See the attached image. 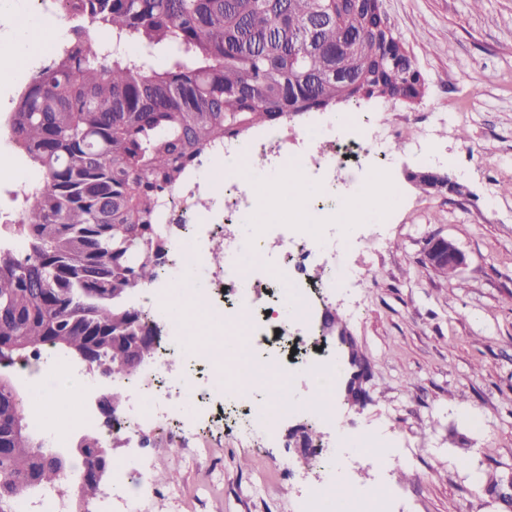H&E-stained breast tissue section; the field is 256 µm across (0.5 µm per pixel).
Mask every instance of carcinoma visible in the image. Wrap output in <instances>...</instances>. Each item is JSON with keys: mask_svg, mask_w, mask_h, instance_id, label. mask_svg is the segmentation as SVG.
Segmentation results:
<instances>
[{"mask_svg": "<svg viewBox=\"0 0 512 512\" xmlns=\"http://www.w3.org/2000/svg\"><path fill=\"white\" fill-rule=\"evenodd\" d=\"M73 23L66 49L33 71L0 127L37 173L20 210L18 252L0 242V512L20 489H47L65 460L43 462L51 441L29 430L30 392L1 373L45 345L63 363L94 348L112 379L104 423L139 374L129 337L153 357L164 325L127 304L167 273L169 243L156 207L207 148L228 136L340 101L412 105L427 86L375 0H54ZM112 35V50L88 38ZM163 52L141 64L131 49ZM98 484L79 481L89 512Z\"/></svg>", "mask_w": 512, "mask_h": 512, "instance_id": "cac0c4a2", "label": "carcinoma"}]
</instances>
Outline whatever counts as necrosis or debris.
<instances>
[{"label":"necrosis or debris","mask_w":512,"mask_h":512,"mask_svg":"<svg viewBox=\"0 0 512 512\" xmlns=\"http://www.w3.org/2000/svg\"><path fill=\"white\" fill-rule=\"evenodd\" d=\"M392 132L365 122L343 131L335 116L318 128L289 132L287 127L264 131L261 137L225 138L206 149L196 169L164 195L158 210V230L172 246L186 234L197 244L183 252L180 266L169 277L137 293L156 317L167 318L172 299L193 301L204 311L225 295L224 328L241 333L245 347L265 341L266 351L244 357L245 366L273 370L284 379L306 376L308 381L335 380L339 366L335 351L315 346L308 357L290 363L284 356L289 331L315 338L319 305L326 295L346 288L357 271L332 265L325 281L312 276L316 257L335 254L348 240L337 228L336 210L348 207L357 190L371 192L377 180L386 178L393 160L386 149ZM223 165V181L210 173ZM301 173L316 182L318 190L301 199L277 200L275 209H287L283 224L264 225L259 232H244L253 211L252 189L264 179ZM223 255L213 263V251ZM204 271L209 286L199 289L185 269ZM272 288L273 301L255 308L256 289ZM168 341L142 371L143 385L133 387L128 410L111 426H101L95 414L78 407L65 423L46 421L56 447H64L71 434L97 430L105 439H126L149 427L176 425L179 431H195L214 408L241 411L244 421L237 431L249 441L273 427L268 410L257 402L256 392H241L232 383V368L222 366L217 351L190 349L184 343L183 321L170 320ZM153 460L135 458L112 466V493L107 512H141L157 489L152 480Z\"/></svg>","instance_id":"obj_1"}]
</instances>
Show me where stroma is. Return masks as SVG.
Segmentation results:
<instances>
[{
    "label": "stroma",
    "mask_w": 512,
    "mask_h": 512,
    "mask_svg": "<svg viewBox=\"0 0 512 512\" xmlns=\"http://www.w3.org/2000/svg\"><path fill=\"white\" fill-rule=\"evenodd\" d=\"M8 25L35 27L39 59L52 31L29 0H7ZM395 34L427 82L409 106L384 99L337 104L347 121L387 119L402 132L390 169L402 191L380 223L361 224L348 261L366 271L353 296H329L330 346L353 342L346 366L354 390H337L333 416L349 438L382 430L394 447L383 465L362 455L345 476L353 497L387 478L392 512H512L500 494L512 485V0H382ZM431 126L433 166L408 134ZM436 168L462 194L424 192L410 172ZM436 237L465 263L452 277L426 262ZM333 430L297 410L280 413L256 446L232 428L203 442L164 446L157 430L108 442L111 458H153L160 490L146 512H305L308 488L324 473L307 445L330 446ZM292 460L296 482L279 470ZM177 480H167L169 472Z\"/></svg>",
    "instance_id": "stroma-1"
}]
</instances>
